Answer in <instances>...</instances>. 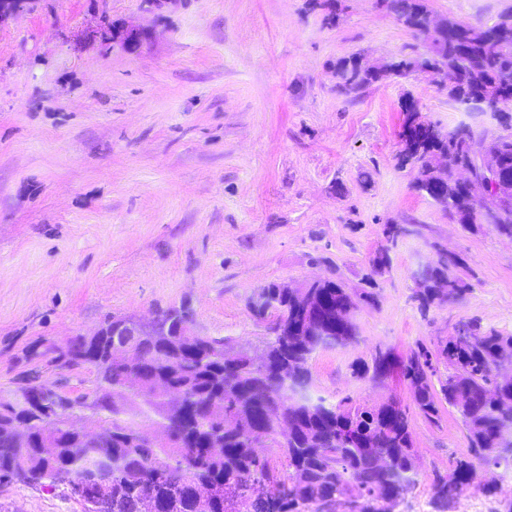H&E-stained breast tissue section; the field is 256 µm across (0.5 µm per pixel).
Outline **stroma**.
<instances>
[{"mask_svg": "<svg viewBox=\"0 0 512 512\" xmlns=\"http://www.w3.org/2000/svg\"><path fill=\"white\" fill-rule=\"evenodd\" d=\"M333 2L329 23L314 0H174L160 15L140 0H31L0 23V388L36 370L79 390L91 371L54 369L32 350L184 302L199 334L258 345L254 292L333 275L360 287L384 247L379 304L360 308L358 345L313 354V398L411 408L403 382L373 386L351 363L405 355L471 319L512 334V240L463 229L399 160L406 100L445 130L469 127L480 149L511 136L512 119L465 108L428 74L339 94L338 61L423 45L379 0ZM427 4L471 23L512 13V0ZM104 16L147 41L134 53L101 42ZM388 224L419 231L391 245ZM438 247L468 288L424 311L412 273ZM410 425L420 476L396 512H433L434 472L467 452L462 426L451 409L435 424L412 412ZM497 475L494 495L467 487L454 512H507L512 474ZM0 512L84 508L66 484L16 481L0 487Z\"/></svg>", "mask_w": 512, "mask_h": 512, "instance_id": "35a3bbf8", "label": "stroma"}]
</instances>
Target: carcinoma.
<instances>
[{
	"mask_svg": "<svg viewBox=\"0 0 512 512\" xmlns=\"http://www.w3.org/2000/svg\"><path fill=\"white\" fill-rule=\"evenodd\" d=\"M380 5L415 34L430 22L426 0H380ZM427 48L429 63L450 81L449 97L460 103L470 99L490 112L493 102L512 100V14L491 25L455 20ZM417 73L414 55L379 65L349 58L336 65V89L355 96L382 79ZM472 140L469 135L421 142L413 152L414 190L466 230L482 226L468 199L483 176L442 182L431 163L446 155L450 172L472 166ZM489 151L497 155L498 174L512 180V137L497 138ZM490 228L512 239V204L500 209ZM375 259L362 288H347L331 276L303 290L282 283L260 289L262 307L251 315L267 325L268 336L259 354L230 338L198 333L151 337L131 366L111 358L105 336L78 335L62 347L32 351L59 369L89 368L94 378L76 393L32 374L0 390V484L82 478L85 505L99 496L93 463L105 453L112 458V498L100 512H141L148 495L157 512H322L339 495L348 497L356 512H388L386 503L414 486L419 475L408 409L396 399L369 403L346 396L327 405L300 394L310 382L314 353L358 343L355 315L360 305L376 303V276L389 266V250ZM425 280L416 291L423 311L446 304L444 280L450 295L458 298L466 290L463 282L448 280L446 264L433 266ZM456 334L429 347L416 345L392 368L428 422L437 423L449 406L465 430L467 454L452 462L449 474H435V512H453L461 489L479 485L484 463L512 470V458L494 454L512 447L500 433L504 421L512 422V383L493 377L497 365L512 362V335L484 330L475 321L459 322ZM392 355L380 350L369 362L354 361L353 377L374 378L380 358ZM132 374L138 376L136 387L127 383ZM72 415L98 423L104 440L83 444ZM282 421L291 431L279 437L273 431ZM15 425L20 442L10 435ZM146 425L159 442H145ZM379 455L390 459L392 471L377 468ZM258 483L269 493L254 495Z\"/></svg>",
	"mask_w": 512,
	"mask_h": 512,
	"instance_id": "carcinoma-1",
	"label": "carcinoma"
}]
</instances>
